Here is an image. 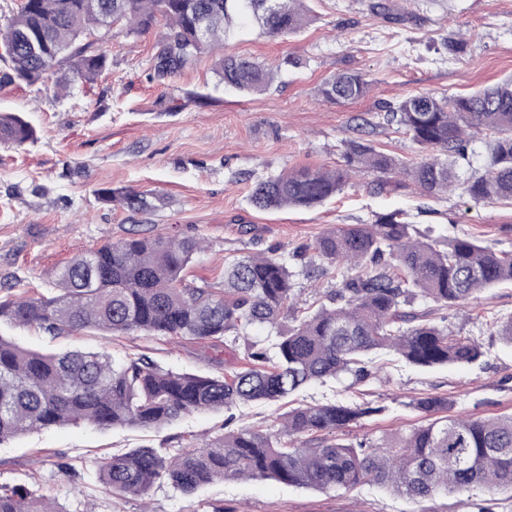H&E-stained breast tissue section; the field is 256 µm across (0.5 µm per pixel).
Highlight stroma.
Listing matches in <instances>:
<instances>
[{
  "instance_id": "obj_1",
  "label": "stroma",
  "mask_w": 512,
  "mask_h": 512,
  "mask_svg": "<svg viewBox=\"0 0 512 512\" xmlns=\"http://www.w3.org/2000/svg\"><path fill=\"white\" fill-rule=\"evenodd\" d=\"M399 22L373 14L370 0H307L313 20L301 32L272 38L248 28L228 40L229 52L255 58L277 73L269 90L243 94L216 88L214 56L204 53L179 75L153 82L148 72L163 25L127 33L117 26L95 34L93 47L107 67L92 83L55 91L43 84L4 80L0 112H20L35 130L23 145L0 144V296L47 291L52 274L72 256L104 243L156 235L204 238L185 276L188 284L224 285V264L271 251L290 260L307 301L340 287L351 269L314 260L301 275L294 255L336 224H369L403 211L429 238H473L512 251V201H476L457 189L424 193L408 177L365 173L323 206L262 212L248 199L252 183L301 167L334 168L346 144L363 140L412 164L424 154L404 130L387 124V105L417 94L463 95L512 75V0H384ZM463 41L458 54L446 44ZM343 70L367 75V96L352 103L325 101L322 83ZM135 190L164 199L154 211L133 213L102 198V190ZM430 320L482 343L486 354L468 366L421 369L393 356L371 375L312 384L276 403L230 413H196L160 429L88 424L51 427L0 444V486L23 485L65 512H512V495L466 499L437 496L414 503L368 484L349 490L289 486L275 480H229L187 496L171 485L146 498L111 496L97 478L106 453L151 446L176 453L234 426L270 428L301 406L341 401L374 407L373 415L340 432V439L389 437L425 423L415 403L437 395L448 412L493 417L512 413V348L492 336L490 316H512V286L491 288L464 307L418 301ZM0 335L42 351L107 350L114 360L145 354L175 371L211 374L238 370L243 343L204 346L189 340L112 336L95 331L50 338L33 327L0 323ZM72 476L60 475L57 461Z\"/></svg>"
}]
</instances>
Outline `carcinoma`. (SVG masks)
Here are the masks:
<instances>
[{
    "instance_id": "obj_1",
    "label": "carcinoma",
    "mask_w": 512,
    "mask_h": 512,
    "mask_svg": "<svg viewBox=\"0 0 512 512\" xmlns=\"http://www.w3.org/2000/svg\"><path fill=\"white\" fill-rule=\"evenodd\" d=\"M304 0H27L0 35L11 47L8 78L26 83L57 77L73 62V78L94 81L105 68L103 54L83 43L100 29L102 16L142 33L166 22L167 32L149 79L178 75L208 50H220L214 67L224 87L254 93L269 89L274 73L244 56L224 52L225 41L255 23L262 34L285 37L309 22ZM369 83L358 71L327 80L321 96L333 103L363 98ZM431 155L409 167L373 146L351 141L344 165L302 167L260 179L249 202L262 211L313 207L342 190L355 172L409 176L428 194L456 187L448 161L432 155L465 153L466 131L495 135L483 174L464 191L476 200L512 201V76L463 96L418 93L387 110ZM34 136L16 113H0V142L22 145ZM132 212L156 208L135 191L102 192ZM403 213L381 214L371 224L336 225L313 250L331 264L350 263L361 274L326 295L318 308H303L294 293L287 261L248 255L224 264V287L190 286L182 273L204 249L197 237H132L82 252L58 268L51 291L0 297V320L36 327L51 337L99 330L140 332L224 343L247 338L252 325L275 330L266 345H248L246 363L232 375L208 376L164 369L145 354L115 361L105 351L42 352L0 336V444L52 426L80 422L102 429H159L185 416L252 402H277L315 382L368 375L382 351L417 366L464 365L484 355L471 336H458L402 304L417 298L464 306L480 293L512 283V252L494 251L469 238L447 248L410 232ZM293 325L282 329V321ZM489 327L512 346V316ZM417 408L428 421L391 438L340 440L310 447L307 432L334 434L377 409L347 403L316 404L288 411L277 429L244 426L200 447L170 454L160 448L110 452L97 465L98 480L116 496H143L167 481L186 494L229 479H274L319 490L377 485L419 502L475 489L512 492V414L493 418L451 417L448 401L426 397ZM0 512H65L54 500L24 486L0 487Z\"/></svg>"
}]
</instances>
